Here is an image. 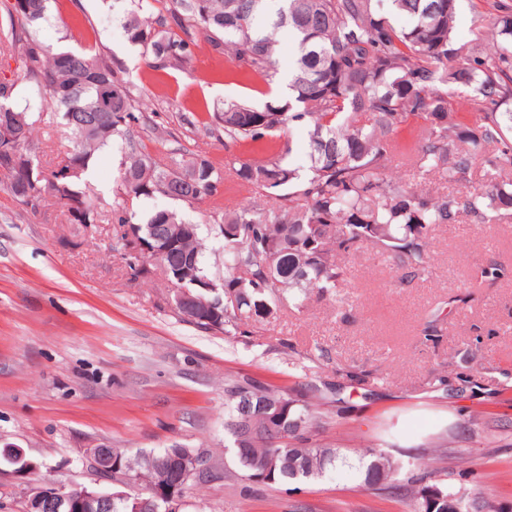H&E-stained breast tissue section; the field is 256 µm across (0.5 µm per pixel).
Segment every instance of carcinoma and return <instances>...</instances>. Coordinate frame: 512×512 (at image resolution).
<instances>
[{
    "mask_svg": "<svg viewBox=\"0 0 512 512\" xmlns=\"http://www.w3.org/2000/svg\"><path fill=\"white\" fill-rule=\"evenodd\" d=\"M124 30L142 50L148 66L166 69L191 62L197 36L212 51L229 55L234 67L264 81L275 76L277 35L288 31L296 49L288 74V103L256 108L226 100L208 113L204 127L224 133V148L282 137L293 125L309 126L310 166L292 168L283 154L216 166L207 153L179 147L162 164L145 151L142 137L164 145L174 137L148 115L142 93L92 47L52 53L33 36L45 17L46 0H3L6 23L0 43L19 62L25 79L40 87L63 125L78 133L67 159L77 171L58 179L28 148L33 123L15 109L17 80L0 75V113L21 115L23 123L0 134V181L23 209H59L68 224H98L101 213L80 188L94 154L119 140L126 151L112 204V223L138 230L149 242L169 224H183L175 210L163 209L139 220L145 198L164 197L184 205L208 203L206 216L224 240V278L205 269L198 232L178 237L159 257L127 254L125 235L115 238L127 273L151 279L162 272L172 287L173 314L197 329L228 337L249 336L252 323L274 324L284 303L301 307L317 291L334 295L349 282L346 258L371 250L404 278L432 268V233L441 224L466 217L494 224L512 212V0H489L471 24L472 38L457 45L458 0H128ZM466 88L458 103L448 97ZM106 109H94L104 96ZM467 112L472 119L464 121ZM421 125L411 142L397 133ZM482 162L489 178L473 184ZM404 165L413 178L393 175ZM439 177L452 190L427 184ZM247 188L276 196L272 208L224 206V188ZM213 282L224 292L217 316L203 305L178 298L182 289L198 294L196 283ZM319 392L311 385L303 397L237 374L224 381V447L243 481L256 484L253 461L275 456L273 483L288 485L321 476L347 455L337 447L312 442L325 414L309 402ZM282 404L280 418L261 415L245 422L240 403ZM448 439L431 443L427 475L395 481L399 462L367 451L364 485L412 497V512H439L430 494L468 496L426 476L445 473ZM131 455L113 453L136 481L149 488L170 465L169 450Z\"/></svg>",
    "mask_w": 512,
    "mask_h": 512,
    "instance_id": "obj_1",
    "label": "carcinoma"
}]
</instances>
